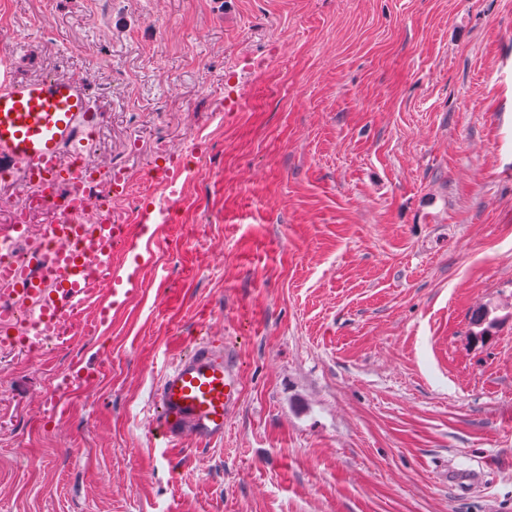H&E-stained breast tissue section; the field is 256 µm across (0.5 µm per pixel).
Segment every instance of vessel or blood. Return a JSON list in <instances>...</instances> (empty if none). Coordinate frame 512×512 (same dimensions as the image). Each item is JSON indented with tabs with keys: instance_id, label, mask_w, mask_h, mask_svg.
Here are the masks:
<instances>
[{
	"instance_id": "b4317fda",
	"label": "vessel or blood",
	"mask_w": 512,
	"mask_h": 512,
	"mask_svg": "<svg viewBox=\"0 0 512 512\" xmlns=\"http://www.w3.org/2000/svg\"><path fill=\"white\" fill-rule=\"evenodd\" d=\"M98 127L86 83L19 79L12 53L0 52V181L23 171L47 197L79 211L87 155ZM48 232L57 244L50 265L35 255L21 264L0 263V281L12 288L11 298L0 306V343L20 345L32 358L43 350L39 332L69 327L89 288L102 277L115 276L114 247H137L121 224L103 225L85 243L77 224L61 221ZM238 398L232 355L205 341L163 375L155 392L157 424L171 442L188 436L207 445L223 439L224 422Z\"/></svg>"
}]
</instances>
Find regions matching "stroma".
Returning a JSON list of instances; mask_svg holds the SVG:
<instances>
[{
	"mask_svg": "<svg viewBox=\"0 0 512 512\" xmlns=\"http://www.w3.org/2000/svg\"><path fill=\"white\" fill-rule=\"evenodd\" d=\"M0 46L88 82L135 201L224 112L136 293L0 345V512H512V0H0ZM205 340L239 401L176 445L153 394Z\"/></svg>",
	"mask_w": 512,
	"mask_h": 512,
	"instance_id": "35a3bbf8",
	"label": "stroma"
}]
</instances>
